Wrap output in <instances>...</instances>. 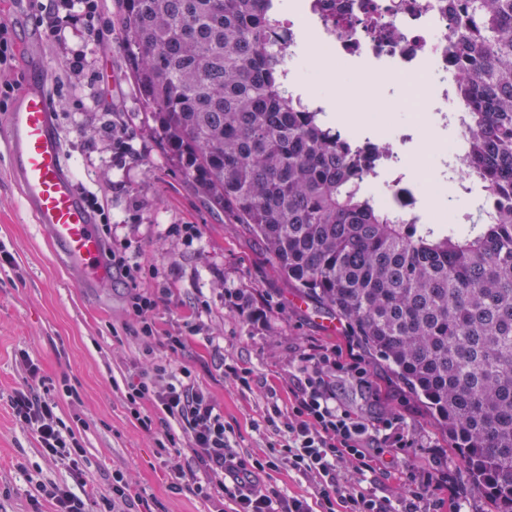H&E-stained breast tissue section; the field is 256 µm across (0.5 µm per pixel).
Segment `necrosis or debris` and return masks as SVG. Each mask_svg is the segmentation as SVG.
Instances as JSON below:
<instances>
[{"label":"necrosis or debris","mask_w":512,"mask_h":512,"mask_svg":"<svg viewBox=\"0 0 512 512\" xmlns=\"http://www.w3.org/2000/svg\"><path fill=\"white\" fill-rule=\"evenodd\" d=\"M273 18L277 30L288 34L271 45L288 88L297 86L302 71L320 76L340 63L362 60L366 67L353 83L358 97L395 83L403 90L401 105L409 112L411 132L423 135L428 114L441 126L457 129V139L431 153L420 180L410 185L401 174L406 167L397 146L401 129L347 136L368 171L364 187L399 221L411 222L417 194L447 184L449 171L460 169L467 137V107L456 99L448 78L454 27L450 0H293L288 8H276Z\"/></svg>","instance_id":"1"}]
</instances>
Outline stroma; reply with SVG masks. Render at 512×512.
I'll return each mask as SVG.
<instances>
[{"label": "stroma", "instance_id": "1", "mask_svg": "<svg viewBox=\"0 0 512 512\" xmlns=\"http://www.w3.org/2000/svg\"><path fill=\"white\" fill-rule=\"evenodd\" d=\"M97 5L102 29L97 41L70 28L63 43L50 42L35 0H0V24L23 35L25 44L41 45L49 63V97L77 184L97 195L113 240L129 243L135 261L157 267L160 286L169 289L168 304L154 314L158 331L176 332L179 316L193 310L198 296H206L209 310L200 333L187 339L174 360L188 366L209 391L235 431L238 450L259 456L267 437L252 424L265 406V389H274L280 406H287L297 351L312 342L343 348L354 339L312 304L297 306L299 291L274 271L263 242L232 216L212 210L184 181L145 121L129 60L118 47L117 0H97ZM76 51L85 54L102 95L66 78V57ZM115 122L135 133L134 156L120 168L112 165V144L104 134ZM185 224L197 226L194 240L177 234ZM0 245L15 258L14 266L0 265V512H30L38 483L70 480L66 465L46 459L12 417L9 399L26 377L17 358L22 350L40 364L50 384L76 386L78 400L60 397L61 416L84 446L86 469L99 489H106L112 471L120 469L144 498L137 512H209L208 502L172 489L169 464L156 445L160 422L144 430L127 409L126 378L144 353L137 324L126 311L125 285L115 280L90 289L74 285L26 214L1 155ZM228 292L238 294L239 309L225 305ZM264 302L271 305L264 323L248 322L244 309ZM223 360L252 367L261 387L238 389L220 369ZM366 368L378 395L375 411L402 415L416 442L385 479L387 494L399 497L406 470L428 464L430 449L437 448L445 454V469L458 478L455 501L462 512H494L487 499L467 490L462 460L426 408L384 364L370 359Z\"/></svg>", "mask_w": 512, "mask_h": 512}]
</instances>
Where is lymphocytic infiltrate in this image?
<instances>
[{
  "label": "lymphocytic infiltrate",
  "instance_id": "f902f5d3",
  "mask_svg": "<svg viewBox=\"0 0 512 512\" xmlns=\"http://www.w3.org/2000/svg\"><path fill=\"white\" fill-rule=\"evenodd\" d=\"M45 9L48 39L60 38L68 24L96 37V0H48ZM106 255L113 276L129 288L128 312L142 336H157L153 314L165 302L168 289L139 290L144 271L131 262L125 245L107 247ZM18 357L30 383L11 395L13 416L45 457L66 464L72 478L68 485H40L38 496L30 501L32 512H88L92 504L97 512H130L136 497L124 472L113 471L108 489L97 490L85 468L84 448L58 415V401L34 386L41 377L39 364L28 352H19ZM343 385L354 388L360 399L375 396L360 356L345 357L336 348L318 344L305 348L292 378L289 407L281 408L276 396H269L255 424L269 439L267 450L248 460L233 448V428L225 424L223 413L188 367L154 361L127 383L129 401H149L175 422V429L164 430L157 445L167 453L187 442L200 470L193 473L172 465L173 483L208 501L212 512H422L434 492L452 480L441 458H434L430 467L410 470L400 498L372 487L370 481L381 473L383 460L404 454L415 442L403 418L371 416L344 402L338 393ZM284 468L309 480L311 492L288 494L261 484V477Z\"/></svg>",
  "mask_w": 512,
  "mask_h": 512
}]
</instances>
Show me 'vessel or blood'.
Instances as JSON below:
<instances>
[{"label": "vessel or blood", "instance_id": "obj_1", "mask_svg": "<svg viewBox=\"0 0 512 512\" xmlns=\"http://www.w3.org/2000/svg\"><path fill=\"white\" fill-rule=\"evenodd\" d=\"M48 64L30 49L19 96L7 115L0 140L23 205L53 254L67 266L76 284L89 288L110 280L96 217L79 192L65 157L45 84Z\"/></svg>", "mask_w": 512, "mask_h": 512}]
</instances>
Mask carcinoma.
<instances>
[{
	"instance_id": "carcinoma-1",
	"label": "carcinoma",
	"mask_w": 512,
	"mask_h": 512,
	"mask_svg": "<svg viewBox=\"0 0 512 512\" xmlns=\"http://www.w3.org/2000/svg\"><path fill=\"white\" fill-rule=\"evenodd\" d=\"M272 0H121L120 47L185 177L421 401L468 484L512 512V0H460L456 95L486 224H400L323 112L284 89Z\"/></svg>"
}]
</instances>
